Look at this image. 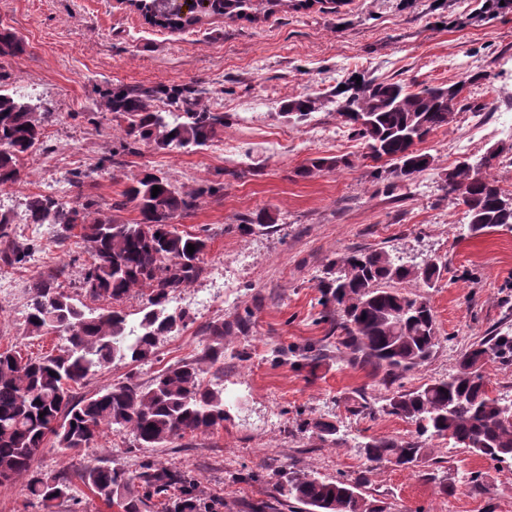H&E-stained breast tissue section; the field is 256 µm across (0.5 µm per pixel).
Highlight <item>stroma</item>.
Masks as SVG:
<instances>
[{
  "mask_svg": "<svg viewBox=\"0 0 512 512\" xmlns=\"http://www.w3.org/2000/svg\"><path fill=\"white\" fill-rule=\"evenodd\" d=\"M484 0H313L299 11L257 21L214 17L172 31L148 24L121 0H0V29L25 43L16 56L0 55V87H20L52 120L47 147L28 153L20 180L1 191L0 212L18 217L27 199L45 192L61 174L102 165L86 187L101 214L143 168L189 189L223 183L177 218L179 229L208 230L205 271L178 289L170 309L185 312V327L160 337L144 363L114 362L75 390L90 395L126 377L150 383L169 364L199 357L214 321L249 317L247 334L224 339L223 427L163 448H137L126 433L105 431L73 454L47 445L35 470L70 475L84 464L124 469L144 466L181 472L212 512H289L277 481L282 471L352 479L364 471L358 447L372 436L410 437L413 428L382 413L387 391L378 376L347 365L330 346L331 322H315L317 280L328 259L351 250L384 249L409 263L447 264L435 287L423 291L434 310L440 344L405 379L408 388L456 370L460 351L505 322L512 325V231L470 235L463 209L442 189L463 158L498 150L491 174L512 190V134L470 130L493 126L512 114V6L487 13ZM482 73L468 85L453 122L419 146L433 163L406 183L376 180L362 140L333 112H316L302 125L279 115L282 100L326 92L360 74L414 86L452 84ZM212 89L209 106L226 125L206 149L156 150L112 157L118 119L101 107L115 85ZM315 157H343L348 166L302 175ZM265 213L268 228L242 234L244 218ZM131 220L137 213H117ZM33 239L34 261L0 264V347L40 355L61 345L59 336L28 335L27 286L47 269L60 270L67 292L77 293L86 258L80 239L57 243L53 227L17 225ZM365 396L374 417L350 407ZM328 419L339 429L331 444L302 430L301 420ZM483 480L467 481L469 472ZM452 483L453 494L441 490ZM367 498L389 512H507L512 506V466L497 464L442 440L412 470L385 466L370 474Z\"/></svg>",
  "mask_w": 512,
  "mask_h": 512,
  "instance_id": "stroma-1",
  "label": "stroma"
}]
</instances>
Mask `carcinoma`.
Instances as JSON below:
<instances>
[{
	"label": "carcinoma",
	"mask_w": 512,
	"mask_h": 512,
	"mask_svg": "<svg viewBox=\"0 0 512 512\" xmlns=\"http://www.w3.org/2000/svg\"><path fill=\"white\" fill-rule=\"evenodd\" d=\"M135 10L151 25L182 30L202 23L196 16L173 11L168 0H134ZM301 7L288 0H210L208 16L228 20L256 19L277 9ZM24 43L8 29L0 31V53L16 55ZM483 78L469 76L456 85L413 89L400 82L350 77L345 88L327 94L291 97L280 104L282 116L303 122L327 106L361 139L365 158L383 162L374 176L410 181L427 169L431 156L417 145L450 124L464 86ZM202 90L121 85L107 90L103 107L124 122L121 151L139 153L149 143L157 150L201 149L224 131V113L207 107ZM168 100L170 110L154 101ZM51 113L39 112L23 97L0 92V187L15 184L23 157L45 143ZM498 153L459 162L445 179V193L463 206L468 229L482 234L512 226V193L487 173ZM348 162L317 157L301 170H333ZM93 171L72 173L68 191L29 198L24 223L56 228L57 240L78 237L84 244L81 288L85 296L112 304L99 314L85 310L79 299L60 287V272L40 274L28 285L26 324L29 335L57 334L65 343L57 353L25 357L12 348L0 349V484L29 474L27 496L48 510L61 500H79L88 490L117 512H143L152 497H168L167 512H203L195 485L185 475L145 466L138 476L115 467L86 465L72 477L33 470L35 458L53 441L63 452L90 447L105 430L127 431L139 448H163L187 436L206 434L224 424V390L204 383L206 369L224 376V337L247 326L248 316L207 326L212 344L194 362H176L160 370L145 385L132 377L110 384L88 397L75 399L72 387L98 368L118 361L145 362L154 355L159 337L180 331L187 315L169 311L170 295L197 281L204 272L210 236L181 231L174 219L201 194L181 190L163 174L144 170L132 179L112 207L132 206L138 218L119 222L102 217L97 202L83 192ZM159 187L152 196L153 187ZM195 251L187 252L188 245ZM33 246L18 240L12 220L0 214V261L23 264ZM445 266L432 262L405 265L387 251H350L327 264L318 280L322 307L319 320L331 312L336 320V350L353 367L381 375L390 389L383 410L415 426L406 440L373 436L361 455L373 467L412 470L428 455L429 442L444 440L499 464L512 463V422L504 418L505 400L492 395L487 366H512V329L494 330L470 344L460 355L456 372L416 388L397 382L422 366L439 344V330L429 299L391 287L418 282L432 288ZM136 289L149 291L138 324L115 307ZM324 441L338 443L330 421L305 424ZM365 477L328 480L312 472L281 475L280 494L309 512H387L385 503L361 492Z\"/></svg>",
	"instance_id": "obj_1"
}]
</instances>
